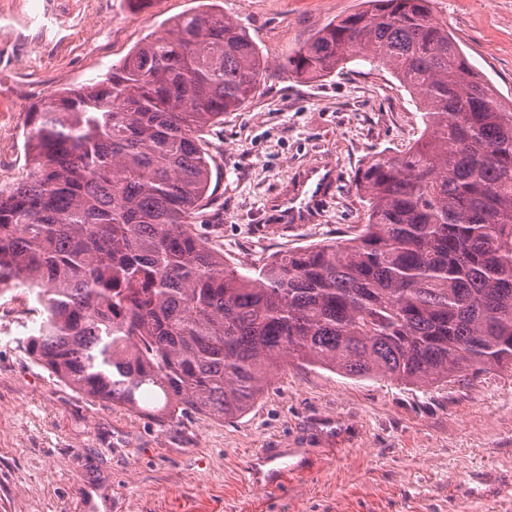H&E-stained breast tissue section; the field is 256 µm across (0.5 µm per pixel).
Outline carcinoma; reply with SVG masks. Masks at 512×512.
Wrapping results in <instances>:
<instances>
[{"instance_id":"1","label":"carcinoma","mask_w":512,"mask_h":512,"mask_svg":"<svg viewBox=\"0 0 512 512\" xmlns=\"http://www.w3.org/2000/svg\"><path fill=\"white\" fill-rule=\"evenodd\" d=\"M366 3L284 69L311 80L359 54L418 95L424 130L359 171V234L253 274L195 232L214 163L204 132L267 72L224 10L178 16L27 112L30 171L0 192V294L34 298L38 364L92 400L220 418L246 412L282 356L406 385L512 365V108L430 0Z\"/></svg>"}]
</instances>
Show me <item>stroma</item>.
Masks as SVG:
<instances>
[{
    "instance_id": "35a3bbf8",
    "label": "stroma",
    "mask_w": 512,
    "mask_h": 512,
    "mask_svg": "<svg viewBox=\"0 0 512 512\" xmlns=\"http://www.w3.org/2000/svg\"><path fill=\"white\" fill-rule=\"evenodd\" d=\"M243 27L268 71L254 99L205 135L218 167L204 233L241 272L291 248L352 238L356 176L421 135L415 94L352 58L311 81L284 60L363 0H0V173L28 172L30 108L100 80L166 20L208 2ZM464 57L512 103V0H431ZM336 168L319 220L278 226L276 203L312 166ZM0 512H512V368L451 382L358 379L289 357L243 414L149 417L93 401L26 353L31 325L0 296ZM288 469L259 486L260 449Z\"/></svg>"
}]
</instances>
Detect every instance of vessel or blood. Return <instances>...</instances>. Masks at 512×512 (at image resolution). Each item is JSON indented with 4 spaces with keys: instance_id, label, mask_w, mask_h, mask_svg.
I'll return each instance as SVG.
<instances>
[{
    "instance_id": "1",
    "label": "vessel or blood",
    "mask_w": 512,
    "mask_h": 512,
    "mask_svg": "<svg viewBox=\"0 0 512 512\" xmlns=\"http://www.w3.org/2000/svg\"><path fill=\"white\" fill-rule=\"evenodd\" d=\"M334 182L335 170L330 166H315L303 172L296 188L280 199V225L300 227L313 222L319 205L329 198Z\"/></svg>"
}]
</instances>
